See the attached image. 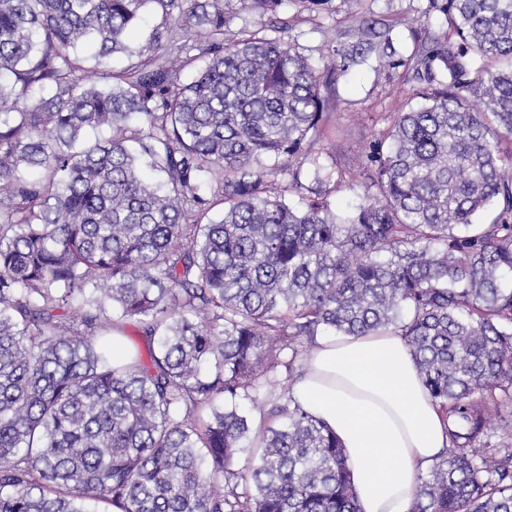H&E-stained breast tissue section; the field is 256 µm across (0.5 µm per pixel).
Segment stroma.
Masks as SVG:
<instances>
[{"mask_svg":"<svg viewBox=\"0 0 512 512\" xmlns=\"http://www.w3.org/2000/svg\"><path fill=\"white\" fill-rule=\"evenodd\" d=\"M428 7V0H331L327 9L300 12L287 2L276 15L260 20L243 9L239 0H224L230 30L264 24L268 36L295 41L320 70L335 71V83L324 92L318 142L351 181L350 186L330 197L336 212H347L361 203L367 185L364 159L369 145L388 128L394 113L406 109L411 89L400 76L376 72L377 61L373 58L347 71H336L339 33L346 29L350 14L356 11L394 24V44L407 53L416 41L425 40L445 23L442 14L429 12Z\"/></svg>","mask_w":512,"mask_h":512,"instance_id":"35a3bbf8","label":"stroma"}]
</instances>
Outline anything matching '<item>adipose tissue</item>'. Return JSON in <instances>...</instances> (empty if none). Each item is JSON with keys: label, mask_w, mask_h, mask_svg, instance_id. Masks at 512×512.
Returning <instances> with one entry per match:
<instances>
[{"label": "adipose tissue", "mask_w": 512, "mask_h": 512, "mask_svg": "<svg viewBox=\"0 0 512 512\" xmlns=\"http://www.w3.org/2000/svg\"><path fill=\"white\" fill-rule=\"evenodd\" d=\"M290 394L340 440L359 512H409L418 476L448 436L398 331L320 341Z\"/></svg>", "instance_id": "obj_1"}]
</instances>
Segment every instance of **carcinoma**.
<instances>
[{
  "label": "carcinoma",
  "mask_w": 512,
  "mask_h": 512,
  "mask_svg": "<svg viewBox=\"0 0 512 512\" xmlns=\"http://www.w3.org/2000/svg\"><path fill=\"white\" fill-rule=\"evenodd\" d=\"M285 1L330 2L240 0L260 18ZM148 3L162 24L112 69ZM429 4L447 27L407 55L357 15L336 49L344 70H403L416 101L339 217L316 138L331 80L298 44L229 30L224 0H0V512H358L344 449L279 368L324 330L389 328L451 420L410 512H512V448L488 434L512 427V0ZM114 308L157 344L148 361L107 359ZM221 397L283 423L254 430ZM247 440L258 462L236 468Z\"/></svg>",
  "instance_id": "carcinoma-1"
}]
</instances>
